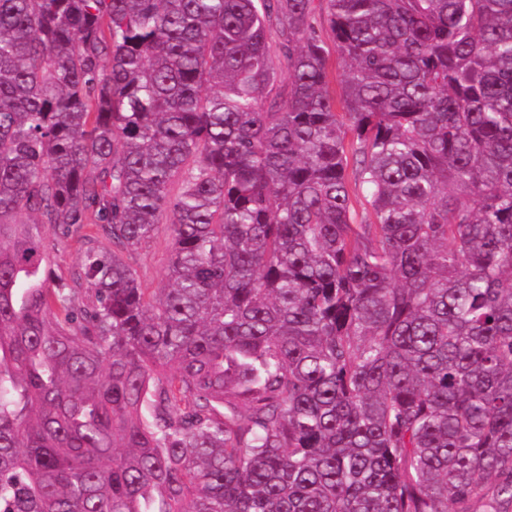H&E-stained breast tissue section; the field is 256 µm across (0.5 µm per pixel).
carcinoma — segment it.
Wrapping results in <instances>:
<instances>
[{
	"label": "carcinoma",
	"mask_w": 512,
	"mask_h": 512,
	"mask_svg": "<svg viewBox=\"0 0 512 512\" xmlns=\"http://www.w3.org/2000/svg\"><path fill=\"white\" fill-rule=\"evenodd\" d=\"M0 512H512V0H0ZM169 258L170 236L167 223L163 219L155 238L134 251L129 257V262L138 270L143 288L157 290L167 287L164 275ZM86 245L79 238L68 239L50 250L47 268L55 276L69 277L80 264Z\"/></svg>",
	"instance_id": "cac0c4a2"
}]
</instances>
